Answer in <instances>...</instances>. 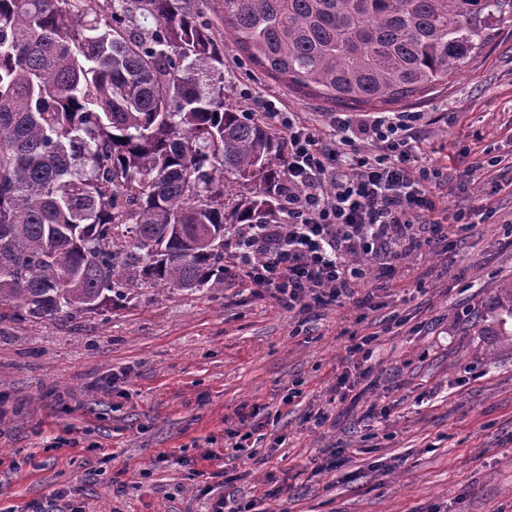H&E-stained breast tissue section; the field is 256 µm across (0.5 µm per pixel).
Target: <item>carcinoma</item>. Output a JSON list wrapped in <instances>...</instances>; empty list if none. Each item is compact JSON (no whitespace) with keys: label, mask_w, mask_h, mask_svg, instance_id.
<instances>
[{"label":"carcinoma","mask_w":512,"mask_h":512,"mask_svg":"<svg viewBox=\"0 0 512 512\" xmlns=\"http://www.w3.org/2000/svg\"><path fill=\"white\" fill-rule=\"evenodd\" d=\"M219 2L267 77L385 112L512 21V0ZM208 3L0 0V323L222 288L225 233L278 216L285 143L229 100Z\"/></svg>","instance_id":"obj_1"}]
</instances>
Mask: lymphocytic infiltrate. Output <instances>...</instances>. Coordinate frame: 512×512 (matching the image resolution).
I'll return each mask as SVG.
<instances>
[{
	"instance_id": "f902f5d3",
	"label": "lymphocytic infiltrate",
	"mask_w": 512,
	"mask_h": 512,
	"mask_svg": "<svg viewBox=\"0 0 512 512\" xmlns=\"http://www.w3.org/2000/svg\"><path fill=\"white\" fill-rule=\"evenodd\" d=\"M262 117L288 148L284 207L278 222L237 225L232 273L288 309L351 296L367 305L358 294L366 259L378 277L394 280L401 259L423 242L458 235L483 214L474 206L443 221L435 189L448 169L427 160L413 137L424 113L337 112L326 139L275 104Z\"/></svg>"
}]
</instances>
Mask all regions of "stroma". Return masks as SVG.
I'll return each mask as SVG.
<instances>
[{
  "label": "stroma",
  "mask_w": 512,
  "mask_h": 512,
  "mask_svg": "<svg viewBox=\"0 0 512 512\" xmlns=\"http://www.w3.org/2000/svg\"><path fill=\"white\" fill-rule=\"evenodd\" d=\"M207 18L233 102L276 101L326 134L329 104L264 78ZM408 109L435 159L471 171L440 186L448 206H485L483 223L367 283L368 307L301 314L228 278L1 324L0 512L63 486L58 512H208L227 494L246 512H512V317L496 307L512 281V22ZM364 337L366 359L350 351ZM246 425L250 459L231 446Z\"/></svg>",
  "instance_id": "obj_1"
}]
</instances>
